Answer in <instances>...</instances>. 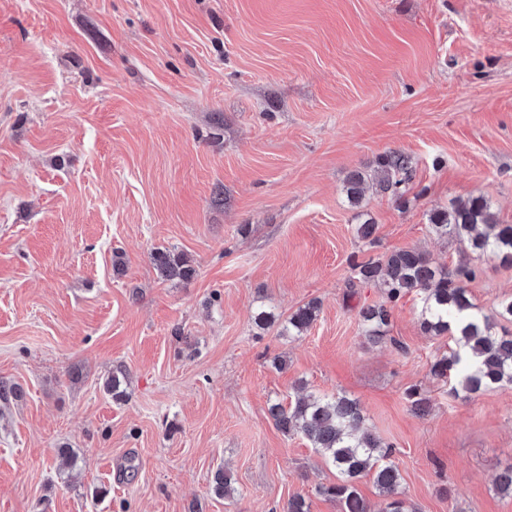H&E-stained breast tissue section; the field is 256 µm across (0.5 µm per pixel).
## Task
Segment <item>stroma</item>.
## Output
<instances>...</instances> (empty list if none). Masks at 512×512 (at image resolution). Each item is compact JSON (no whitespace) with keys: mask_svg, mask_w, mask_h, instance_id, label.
<instances>
[{"mask_svg":"<svg viewBox=\"0 0 512 512\" xmlns=\"http://www.w3.org/2000/svg\"><path fill=\"white\" fill-rule=\"evenodd\" d=\"M392 150L403 197L351 205ZM480 195L512 224V0H0V512H337L335 470L267 412L300 381L358 400L416 512H512V386L434 377L455 341L414 294L367 343L386 297L348 285L352 259L417 248L476 267L494 315L512 267L429 229ZM319 307L316 302H309L299 307L292 315L288 317V336L295 338L302 336L318 317ZM359 315L363 336L369 343L378 344L387 339L390 312L386 304L363 307Z\"/></svg>","mask_w":512,"mask_h":512,"instance_id":"35a3bbf8","label":"stroma"}]
</instances>
